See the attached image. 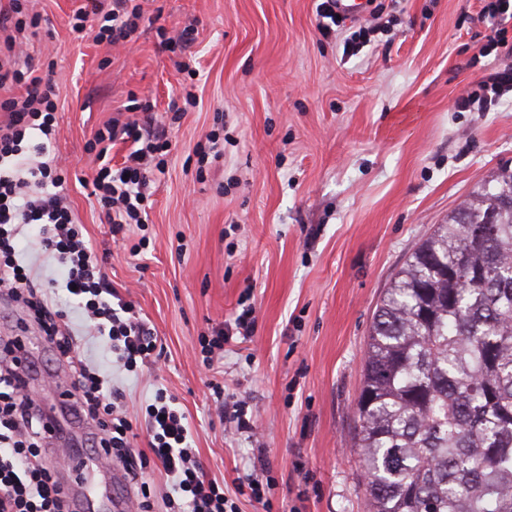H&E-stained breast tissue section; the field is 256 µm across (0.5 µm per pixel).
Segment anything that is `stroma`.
I'll use <instances>...</instances> for the list:
<instances>
[{
	"label": "stroma",
	"instance_id": "obj_1",
	"mask_svg": "<svg viewBox=\"0 0 512 512\" xmlns=\"http://www.w3.org/2000/svg\"><path fill=\"white\" fill-rule=\"evenodd\" d=\"M86 0H27L34 67L50 61L67 200L105 258L112 285L163 344L156 368L130 372L66 304L76 351L118 389L134 448H148L145 408L156 388L176 397L203 471L237 512H365L352 448L362 355L376 303L416 243L480 181L512 168V96L490 111H458L462 91L512 66L491 47L482 0H369L370 41L343 52L344 31L318 29L316 0H145L132 43L75 39ZM190 29L196 76L177 71L163 37ZM187 89L196 102L169 128L146 224L125 236L91 194L89 144L130 98L168 113ZM216 134L220 159L197 149ZM139 245L140 256L130 248ZM253 308L255 335L233 336L205 364L200 336ZM0 339L39 368L33 400L58 401L64 365L21 303L0 296ZM246 401L258 430L237 433L214 412L211 384ZM73 442L92 464V512H113V461ZM252 476L263 500L237 495Z\"/></svg>",
	"mask_w": 512,
	"mask_h": 512
}]
</instances>
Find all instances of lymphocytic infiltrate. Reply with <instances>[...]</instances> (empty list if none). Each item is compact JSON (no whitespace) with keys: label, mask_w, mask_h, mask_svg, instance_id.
<instances>
[{"label":"lymphocytic infiltrate","mask_w":512,"mask_h":512,"mask_svg":"<svg viewBox=\"0 0 512 512\" xmlns=\"http://www.w3.org/2000/svg\"><path fill=\"white\" fill-rule=\"evenodd\" d=\"M143 16L138 0H89L76 11L72 29L97 43H128ZM35 24L18 0H8L0 8V28L9 32L0 43V88H24L23 94L0 102V110L9 114L0 124V290L32 311L45 340L70 364V392L75 396L70 410L103 431L99 448L113 455L137 485L138 512L153 508L142 483L151 467L170 477L167 498L178 503V512H235L223 484L202 471L184 412L164 393H156L146 408L148 452L133 451L131 420L114 402L105 378L75 356L66 312L54 300L57 286L36 284L18 259L17 241L23 230L35 231L45 253L61 267L69 299L92 321L97 335L106 337L117 361L128 370L152 365L156 336L133 304L112 287L60 192L61 167L48 154L57 126L52 79L37 75L34 67L19 65L26 54L23 38ZM156 123L148 114L138 119L116 117L96 134L102 164L92 181L93 193L113 234L141 223L152 176L165 167L169 143L155 132ZM117 140L130 143L131 150L123 166L115 169L105 160V145ZM24 372L21 365L0 364V512H75L70 490L43 460L50 427L22 396Z\"/></svg>","instance_id":"lymphocytic-infiltrate-1"}]
</instances>
